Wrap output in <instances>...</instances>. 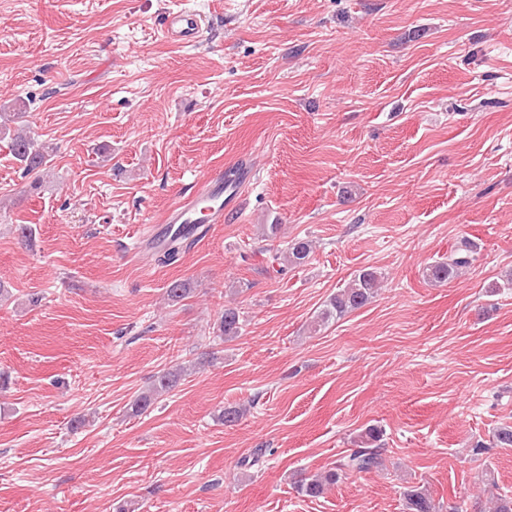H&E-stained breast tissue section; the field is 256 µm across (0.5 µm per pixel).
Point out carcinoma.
I'll use <instances>...</instances> for the list:
<instances>
[{
  "label": "carcinoma",
  "mask_w": 512,
  "mask_h": 512,
  "mask_svg": "<svg viewBox=\"0 0 512 512\" xmlns=\"http://www.w3.org/2000/svg\"><path fill=\"white\" fill-rule=\"evenodd\" d=\"M26 114L25 107L13 108L11 112L0 113V141L7 143L9 155L22 165L25 174L33 177L30 188L36 190L41 183V176L49 170L54 160L55 148L43 143L22 121ZM311 253V244L305 239L291 241L283 252L284 261L299 265ZM472 254L469 243L461 242L448 258L436 261L427 266L425 278L431 283H445L456 276L460 269L471 265ZM380 281V274L372 267L363 268L354 275L348 284L336 291L326 302L315 320L322 326L331 320L340 318L357 310L375 297ZM241 330L240 314L235 308L224 309L217 326V336L222 340H231ZM186 368L180 366L167 370L156 376L150 388L141 393L134 402L135 411L148 409L162 394L174 388ZM380 430L375 427L368 429L361 440V445L346 460L329 468L314 478L299 485V491L307 497H318L325 488L334 486L347 472H364L380 464V450L377 441ZM406 512H438V507L431 497L419 488H412L404 493Z\"/></svg>",
  "instance_id": "cac0c4a2"
}]
</instances>
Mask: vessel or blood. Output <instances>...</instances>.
I'll list each match as a JSON object with an SVG mask.
<instances>
[{
  "instance_id": "1",
  "label": "vessel or blood",
  "mask_w": 512,
  "mask_h": 512,
  "mask_svg": "<svg viewBox=\"0 0 512 512\" xmlns=\"http://www.w3.org/2000/svg\"><path fill=\"white\" fill-rule=\"evenodd\" d=\"M205 25L200 14L180 10L167 15L165 31L177 42L191 43L198 39ZM253 177L247 168L230 181L225 180L223 169L207 171L198 179L193 193L176 202L161 223L150 226L142 254L156 256L174 235L190 240L202 238L209 225L223 223L228 215L241 211L243 190Z\"/></svg>"
}]
</instances>
